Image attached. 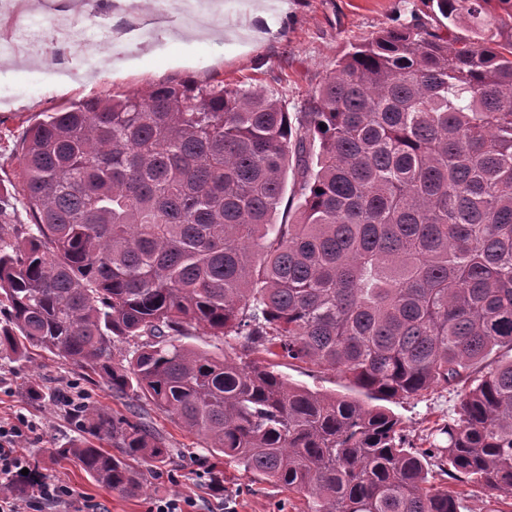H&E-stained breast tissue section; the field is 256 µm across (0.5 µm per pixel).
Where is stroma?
<instances>
[{"instance_id":"35a3bbf8","label":"stroma","mask_w":512,"mask_h":512,"mask_svg":"<svg viewBox=\"0 0 512 512\" xmlns=\"http://www.w3.org/2000/svg\"><path fill=\"white\" fill-rule=\"evenodd\" d=\"M217 2L224 7L220 22L167 31L156 46L126 40L116 55L99 47L90 71L75 69L56 46L39 43L50 35L59 15L69 18L74 31L90 27L92 18L82 0H53L37 12L29 11L28 0H14L13 12L0 15V35L32 32L37 40L19 56L0 58V182L15 180L13 152L41 113L91 97L143 92L159 83L188 80L268 90L295 113L351 44L430 12L425 0H287V8L268 6L253 15L248 21L250 35L238 37L228 0ZM21 69L35 72V79L16 84L13 74ZM276 370L290 383L314 391H350L348 381L332 371L283 360ZM34 380L51 386V393L31 399L27 388ZM72 389L84 402L114 413L128 411V399L112 396L99 376L42 348H30L22 364L0 360V419L12 421L22 414L37 424L23 443L31 469L42 478L62 480L102 512H151L156 500L172 494L192 500L193 512H220L225 506L233 512H307L304 495L211 457L197 436L147 405L143 416L175 455L170 464L148 473L145 493L124 495L95 482L75 461H50L45 449L77 437L69 411L57 398L58 391ZM458 400L455 389L439 386L413 399L388 401L387 407L400 419L410 441L417 443L432 427L447 421Z\"/></svg>"}]
</instances>
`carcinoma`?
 Returning <instances> with one entry per match:
<instances>
[{
	"mask_svg": "<svg viewBox=\"0 0 512 512\" xmlns=\"http://www.w3.org/2000/svg\"><path fill=\"white\" fill-rule=\"evenodd\" d=\"M427 2L438 16L352 45L293 117L191 81L45 113L0 191V356L74 361L308 512H464L469 483L511 507L512 0ZM194 327L222 353L182 342ZM437 386L459 402L425 448L379 402ZM72 417L81 438L50 456L112 490L141 494L135 464L173 456L135 412ZM277 363L274 370L283 375L290 383L304 386L314 391L327 394L352 393L348 380L332 371L319 369L305 364L288 365V362L278 358H267Z\"/></svg>",
	"mask_w": 512,
	"mask_h": 512,
	"instance_id": "1",
	"label": "carcinoma"
}]
</instances>
